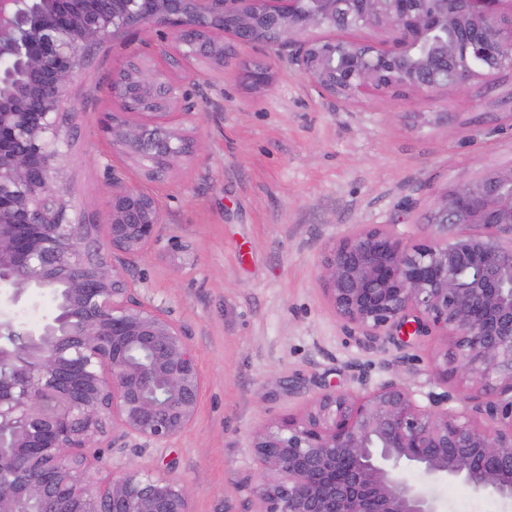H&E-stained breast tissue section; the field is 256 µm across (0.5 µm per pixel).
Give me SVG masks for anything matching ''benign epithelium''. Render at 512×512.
Masks as SVG:
<instances>
[{
  "label": "benign epithelium",
  "mask_w": 512,
  "mask_h": 512,
  "mask_svg": "<svg viewBox=\"0 0 512 512\" xmlns=\"http://www.w3.org/2000/svg\"><path fill=\"white\" fill-rule=\"evenodd\" d=\"M0 0V296L53 289L60 314L18 329L0 314V512H192L184 481L124 466L105 478L86 448L129 438L164 444L195 420L204 387L188 336L141 300L124 273L162 232L159 199L112 179L102 223L71 219L55 188L61 107L93 47L166 28L169 60L222 68L227 41L267 53L246 71L267 89L287 61L322 98L405 90L422 102L512 68V0ZM389 24L383 44L308 35ZM437 41L417 62L414 46ZM15 97L3 88L17 77ZM104 125L112 151L142 171L175 165L201 143L168 109L194 102L168 71L133 57L112 78ZM431 239L411 244L360 225L330 250L324 292L356 341L442 336L434 360L472 394L421 405L390 382L354 396L325 389L309 413L256 437V512H438L428 483H458L512 503V169L437 195ZM459 406H453V403Z\"/></svg>",
  "instance_id": "1"
}]
</instances>
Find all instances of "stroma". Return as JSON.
<instances>
[{
	"label": "stroma",
	"instance_id": "stroma-1",
	"mask_svg": "<svg viewBox=\"0 0 512 512\" xmlns=\"http://www.w3.org/2000/svg\"><path fill=\"white\" fill-rule=\"evenodd\" d=\"M170 47L137 30L93 49L63 103L57 187L70 215L90 222L113 176L160 199L161 236L127 263V276L183 327L203 394L193 424L167 444L134 439L95 454L105 475L126 464L183 480L193 512H254L255 437L306 416L323 389L362 395L396 381L422 403L445 390L468 396V383L434 376L444 339L400 349L349 338L321 275L329 246L356 226L385 224L422 242L440 191L512 166V71L474 80L446 101L395 90L334 101L285 64L266 92H254L245 67L266 56L236 46L224 68L191 61L175 72L178 81L196 77L198 107L172 123L202 149L152 181L113 152L99 120L113 109L112 75L127 58L142 53L161 67ZM174 236L184 251L170 248ZM431 490L439 512H512L461 484Z\"/></svg>",
	"mask_w": 512,
	"mask_h": 512
}]
</instances>
